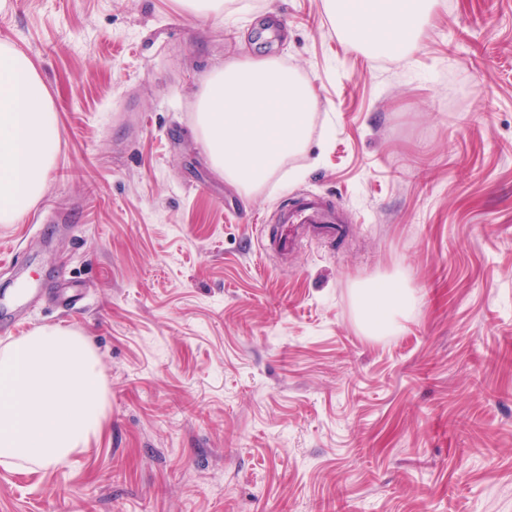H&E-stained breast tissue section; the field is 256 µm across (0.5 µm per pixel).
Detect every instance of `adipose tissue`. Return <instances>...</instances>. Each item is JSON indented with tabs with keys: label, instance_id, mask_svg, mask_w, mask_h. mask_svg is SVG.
<instances>
[{
	"label": "adipose tissue",
	"instance_id": "ef3b65f1",
	"mask_svg": "<svg viewBox=\"0 0 512 512\" xmlns=\"http://www.w3.org/2000/svg\"><path fill=\"white\" fill-rule=\"evenodd\" d=\"M438 0H324L328 18L353 48L405 56ZM59 118L32 59L0 46V223L12 224L42 196L55 162ZM362 328L397 331L410 297L390 278L359 289ZM108 392L100 360L86 338L41 326L0 349V464L43 467L68 460L101 436Z\"/></svg>",
	"mask_w": 512,
	"mask_h": 512
}]
</instances>
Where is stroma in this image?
Returning <instances> with one entry per match:
<instances>
[{
    "mask_svg": "<svg viewBox=\"0 0 512 512\" xmlns=\"http://www.w3.org/2000/svg\"><path fill=\"white\" fill-rule=\"evenodd\" d=\"M194 16L177 0H7L59 114L40 199L0 224V305L80 332L106 429L0 465V512H512V0H439L416 50L344 47L323 0ZM273 56L317 97L252 194L196 134L210 75ZM338 234L261 252L297 195ZM416 299L370 336L355 290ZM79 289L77 308L56 294Z\"/></svg>",
    "mask_w": 512,
    "mask_h": 512,
    "instance_id": "1",
    "label": "stroma"
}]
</instances>
